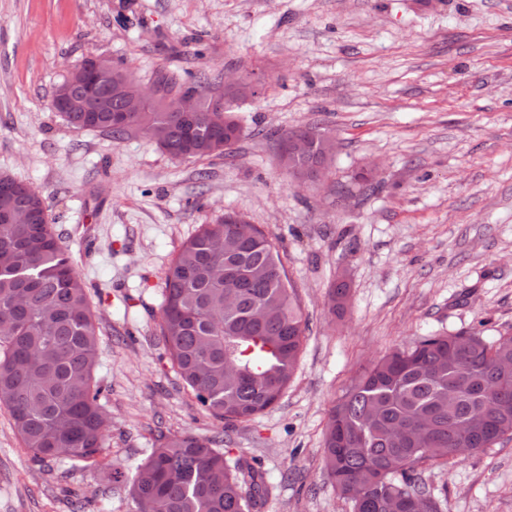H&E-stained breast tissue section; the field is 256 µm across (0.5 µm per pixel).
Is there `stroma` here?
I'll list each match as a JSON object with an SVG mask.
<instances>
[{"label":"stroma","instance_id":"35a3bbf8","mask_svg":"<svg viewBox=\"0 0 512 512\" xmlns=\"http://www.w3.org/2000/svg\"><path fill=\"white\" fill-rule=\"evenodd\" d=\"M103 56L148 82L160 68L246 73L232 153L171 159L149 138L71 127L63 77ZM312 125L338 150L297 186L279 158ZM377 165L373 191L341 197ZM38 190L89 288L108 418L98 471L35 463L0 404V512H136L113 468L160 436L223 432L258 470L253 512H352L323 472L328 414L354 377L420 337L512 333V0H0V174ZM234 211L277 245L307 319L280 400L215 421L158 332L164 272L200 225ZM350 285L328 313L334 281ZM442 512H512V438L419 466Z\"/></svg>","mask_w":512,"mask_h":512}]
</instances>
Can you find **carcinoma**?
<instances>
[{
	"mask_svg": "<svg viewBox=\"0 0 512 512\" xmlns=\"http://www.w3.org/2000/svg\"><path fill=\"white\" fill-rule=\"evenodd\" d=\"M220 72L163 70L153 83L165 95L200 91L202 111L141 112L128 120L160 129L159 147L174 159L220 156L242 135L237 93L209 111ZM102 112H64L67 123L116 140L117 103ZM372 170L354 171L346 187L373 188ZM10 191L42 214L39 224L0 220V403L32 460L100 466L106 414L95 381L98 327L88 286L61 245L42 195L0 174ZM348 285L329 291V312H343ZM160 336L177 373L213 417L229 425L280 399L299 360L306 320L287 281L280 252L264 232L226 213L186 240L164 273ZM466 390L448 398V385ZM512 436V336L473 328L422 337L360 373L330 410L324 470L354 512H440L417 468L448 461L458 448L483 452ZM220 436H168L128 472L136 512H252L267 493L262 477L229 465Z\"/></svg>",
	"mask_w": 512,
	"mask_h": 512,
	"instance_id": "carcinoma-1",
	"label": "carcinoma"
}]
</instances>
